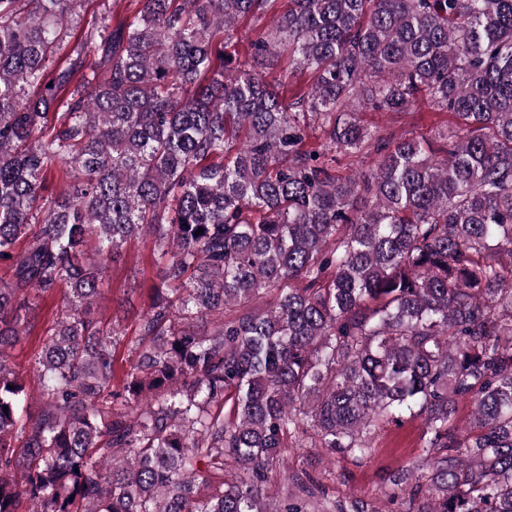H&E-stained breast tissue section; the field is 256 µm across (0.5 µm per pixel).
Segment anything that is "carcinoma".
Listing matches in <instances>:
<instances>
[{
    "label": "carcinoma",
    "instance_id": "1",
    "mask_svg": "<svg viewBox=\"0 0 512 512\" xmlns=\"http://www.w3.org/2000/svg\"><path fill=\"white\" fill-rule=\"evenodd\" d=\"M84 2L0 0V512H380L268 486L416 420L396 512H512V0H129L62 59ZM418 105L453 121L361 119ZM144 236L117 388L93 306ZM60 289L34 405L9 350ZM362 119L386 133L413 129L425 135L433 134L437 128L452 122L448 112H436L427 107H417L406 113L364 112ZM161 267L153 254L151 241L145 238L130 241L122 260L108 265L102 294L94 304V314L105 322L124 316L125 342H137L140 337V315L149 311L151 288L160 283ZM121 303L128 314L119 310Z\"/></svg>",
    "mask_w": 512,
    "mask_h": 512
}]
</instances>
